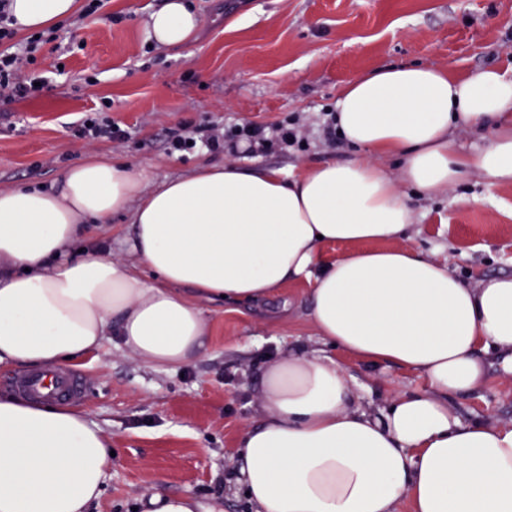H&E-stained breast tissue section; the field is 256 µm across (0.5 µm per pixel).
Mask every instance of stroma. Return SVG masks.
I'll return each mask as SVG.
<instances>
[{"label": "stroma", "instance_id": "35a3bbf8", "mask_svg": "<svg viewBox=\"0 0 512 512\" xmlns=\"http://www.w3.org/2000/svg\"><path fill=\"white\" fill-rule=\"evenodd\" d=\"M164 0H104L92 18L74 16L33 67L46 86L20 102L0 100V190L49 185L88 155L143 169L147 187L203 163L234 162L298 172L345 159L324 132L340 89L381 66L431 65L464 76L492 68L512 79V0H193L194 40L162 48L146 23ZM103 113L128 130L92 141L74 130ZM303 128L302 148L278 153L171 150L172 133L196 129ZM413 246L461 279L512 274V185L470 174L433 199L413 198ZM310 282H291L262 302L206 307L211 334L184 370L154 369L106 344L73 365L85 382L80 409L111 438L115 455L91 512H132L156 487L224 512H249L226 495L235 445L254 417L262 368L281 350L308 353L319 341L307 318ZM344 372L371 389L368 408L422 389L418 373L336 352ZM465 419L512 422V374L490 363L480 389L451 398Z\"/></svg>", "mask_w": 512, "mask_h": 512}]
</instances>
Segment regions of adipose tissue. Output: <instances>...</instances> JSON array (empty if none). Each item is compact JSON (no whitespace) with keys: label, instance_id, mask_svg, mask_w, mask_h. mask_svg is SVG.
Wrapping results in <instances>:
<instances>
[{"label":"adipose tissue","instance_id":"adipose-tissue-1","mask_svg":"<svg viewBox=\"0 0 512 512\" xmlns=\"http://www.w3.org/2000/svg\"><path fill=\"white\" fill-rule=\"evenodd\" d=\"M79 9L10 0L26 33ZM199 25L186 0H165L147 36L183 45ZM462 125L492 137L456 152ZM336 134L355 154L296 174L204 164L149 189L141 169L92 155L53 186L0 191V364L56 370L112 339L143 365L175 369L205 348L203 302L260 301L304 279L323 347L262 372L233 479L253 512H399L405 501L410 512H512V424L466 422L449 405L486 384L480 352L512 373V275L471 285L407 242L410 191L431 198L470 173L512 184V79L377 68L341 88ZM119 213L155 281L98 247L72 252L87 225ZM336 243L349 251L324 256ZM330 346L413 370L426 386L368 412V387ZM110 452L83 412L0 396V512H88Z\"/></svg>","mask_w":512,"mask_h":512}]
</instances>
